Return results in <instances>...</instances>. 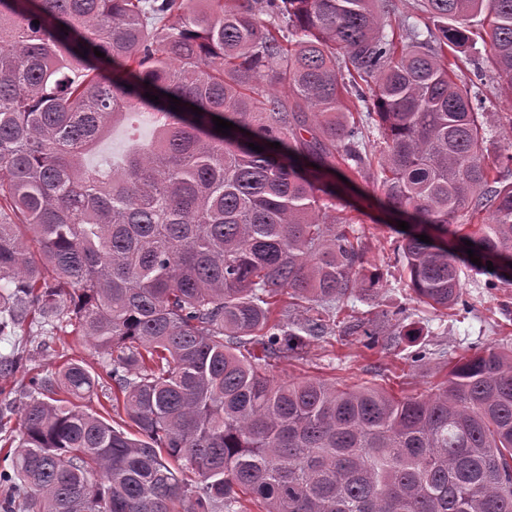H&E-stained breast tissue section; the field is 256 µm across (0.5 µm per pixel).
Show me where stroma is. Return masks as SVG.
<instances>
[{"instance_id":"35a3bbf8","label":"stroma","mask_w":512,"mask_h":512,"mask_svg":"<svg viewBox=\"0 0 512 512\" xmlns=\"http://www.w3.org/2000/svg\"><path fill=\"white\" fill-rule=\"evenodd\" d=\"M486 96L488 122L492 126L491 154L512 153V94L500 89L492 74H485L482 86ZM154 126L146 118H133L117 124L110 136L88 156V165L120 154L129 134L151 138ZM384 196L379 180L359 182L355 191L337 205V215L352 219L362 231L366 268L381 274L383 288L370 299L352 298L339 305L336 324L341 328L356 320H374L376 314L397 308L406 309L415 341L394 348L382 345L366 349L357 335L336 333L321 339L307 340L304 345L268 366L278 381L322 378L337 386L368 385L395 395L425 394L448 375V366L467 354L469 347L487 344L512 346V285L488 291L476 288L471 272L461 274V285L471 303L469 309L452 310L439 315L411 297L402 263L397 255V233L391 219L379 208ZM424 346L431 356L414 364L410 355L415 346ZM63 346L50 341L47 327L26 325L15 332L0 335V359L21 354L24 366L12 375H0V406L19 401L28 379L60 365Z\"/></svg>"}]
</instances>
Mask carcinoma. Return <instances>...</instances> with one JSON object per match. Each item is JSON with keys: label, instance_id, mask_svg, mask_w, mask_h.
<instances>
[{"label": "carcinoma", "instance_id": "cac0c4a2", "mask_svg": "<svg viewBox=\"0 0 512 512\" xmlns=\"http://www.w3.org/2000/svg\"><path fill=\"white\" fill-rule=\"evenodd\" d=\"M386 3L0 0V335L64 322L110 366L103 415L92 367L30 378L0 512H512V349L426 395L264 371L382 288L336 221L373 128L415 299L467 307L464 269L512 284V181L488 187L486 97L443 55L484 15L512 90V0H423L400 46ZM129 113L152 139L87 165Z\"/></svg>", "mask_w": 512, "mask_h": 512}]
</instances>
